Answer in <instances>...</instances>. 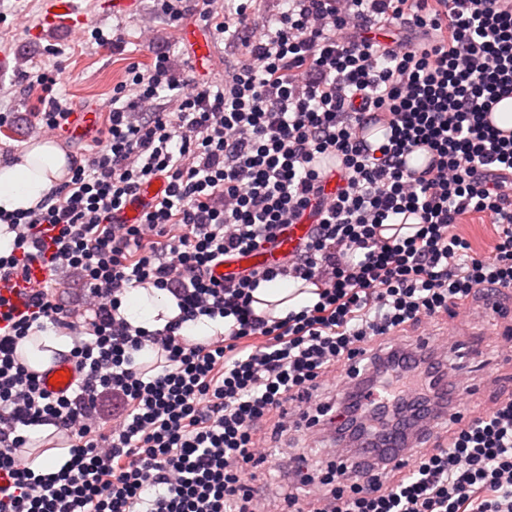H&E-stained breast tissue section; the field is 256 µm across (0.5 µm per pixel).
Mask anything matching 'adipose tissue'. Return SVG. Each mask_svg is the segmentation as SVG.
I'll use <instances>...</instances> for the list:
<instances>
[{"mask_svg": "<svg viewBox=\"0 0 512 512\" xmlns=\"http://www.w3.org/2000/svg\"><path fill=\"white\" fill-rule=\"evenodd\" d=\"M70 164L66 152L47 139L0 154V213L34 209L66 179ZM253 297L255 314L274 318L313 306L319 299L315 285L292 278L260 282ZM119 312L132 326L148 332L163 329L180 314L173 296L143 286L125 292Z\"/></svg>", "mask_w": 512, "mask_h": 512, "instance_id": "adipose-tissue-1", "label": "adipose tissue"}]
</instances>
